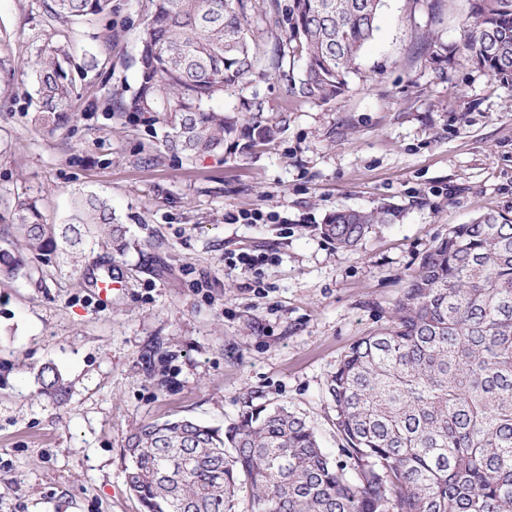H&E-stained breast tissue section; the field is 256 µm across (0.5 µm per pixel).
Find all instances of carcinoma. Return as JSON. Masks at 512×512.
Returning <instances> with one entry per match:
<instances>
[{
	"label": "carcinoma",
	"mask_w": 512,
	"mask_h": 512,
	"mask_svg": "<svg viewBox=\"0 0 512 512\" xmlns=\"http://www.w3.org/2000/svg\"><path fill=\"white\" fill-rule=\"evenodd\" d=\"M56 17L104 11L111 0H51ZM136 59L138 87L112 99L164 130L163 149L193 157L271 142L278 126L213 106L241 86L257 58L244 0H151ZM284 48L304 62L290 94L325 102L341 95L377 30L382 0H267ZM286 19L279 20L280 13ZM464 47L478 67L512 87V0H469ZM66 50L47 43L31 75L44 119L71 112ZM392 212L341 209L321 226L349 249ZM17 236L0 246V278L26 274L28 260L103 234L124 251L112 204L74 203L69 222L49 224L37 201L19 198ZM38 392L69 397L52 364L33 370ZM340 463L307 417L289 406L254 409L221 432L179 418L140 426L127 441L125 481L141 512H512V219L487 212L448 230L410 275L385 327L359 339L326 381Z\"/></svg>",
	"instance_id": "obj_1"
}]
</instances>
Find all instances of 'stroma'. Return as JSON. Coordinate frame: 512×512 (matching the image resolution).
I'll use <instances>...</instances> for the list:
<instances>
[{"label":"stroma","mask_w":512,"mask_h":512,"mask_svg":"<svg viewBox=\"0 0 512 512\" xmlns=\"http://www.w3.org/2000/svg\"><path fill=\"white\" fill-rule=\"evenodd\" d=\"M50 0H0V241L17 198L65 223L77 196L111 198L128 247L33 260L0 281V512H139L125 442L146 422L227 428L285 404L337 452L325 395L351 344L385 326L421 257L449 227L512 218V88L463 47L468 0H383L345 92L288 96L302 65L271 66L266 0H246L258 63L217 107L280 128L270 144L175 158L144 123L108 110L137 88L134 59L149 0H112L60 19ZM49 42L70 52L64 125L35 123L30 66ZM393 210L358 244L317 231L339 209ZM262 224H229L242 211ZM265 255L252 270L239 253ZM119 287L100 303L94 280ZM54 363L66 404L38 394L30 366Z\"/></svg>","instance_id":"stroma-1"}]
</instances>
